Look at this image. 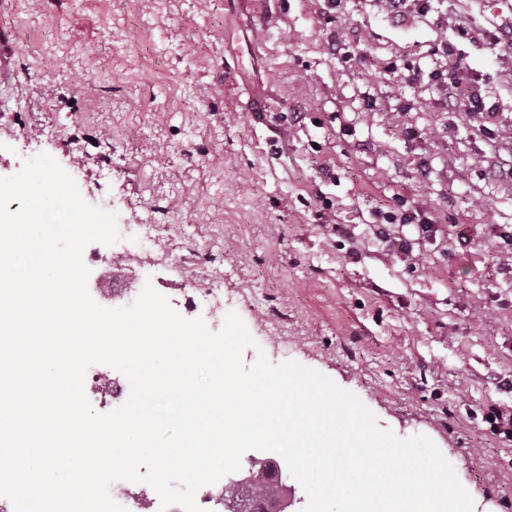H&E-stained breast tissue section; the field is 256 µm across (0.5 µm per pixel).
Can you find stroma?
Listing matches in <instances>:
<instances>
[{
    "instance_id": "1",
    "label": "stroma",
    "mask_w": 512,
    "mask_h": 512,
    "mask_svg": "<svg viewBox=\"0 0 512 512\" xmlns=\"http://www.w3.org/2000/svg\"><path fill=\"white\" fill-rule=\"evenodd\" d=\"M503 3L442 0L440 24L395 22L382 0L332 19L322 0H0L20 71L0 177L46 153L87 204L157 225L145 253L127 235L85 247L93 300L128 253L131 296L152 283L217 332L224 317L187 297L223 285L256 341L245 365L329 377L380 427L445 452L474 512H512V440L482 419L512 409V181L481 171L492 142L466 113L381 69L455 43L512 133V63L456 33L500 25ZM401 200L437 228L392 225L408 254L376 236Z\"/></svg>"
}]
</instances>
